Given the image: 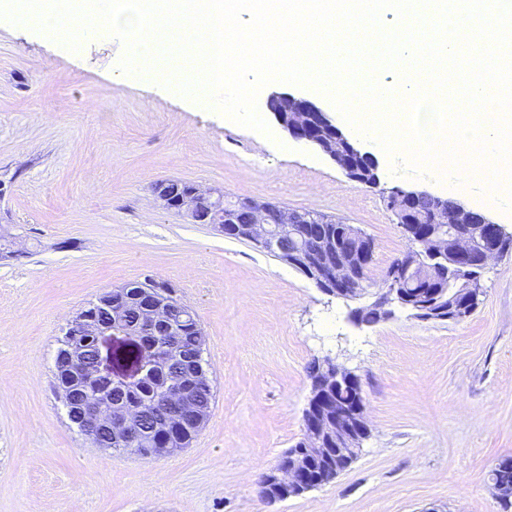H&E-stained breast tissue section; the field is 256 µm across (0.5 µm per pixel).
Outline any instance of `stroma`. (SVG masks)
Listing matches in <instances>:
<instances>
[{
    "label": "stroma",
    "instance_id": "stroma-1",
    "mask_svg": "<svg viewBox=\"0 0 512 512\" xmlns=\"http://www.w3.org/2000/svg\"><path fill=\"white\" fill-rule=\"evenodd\" d=\"M124 52L101 27L71 52L0 22V225L27 251L0 261V512H501L490 474L512 457L511 254L487 267L463 322L399 309L365 326L357 301L163 209L151 186L179 180L355 225L374 243L375 287L408 245L387 191L477 201L383 156L378 187L352 182L285 132L125 74ZM148 278L193 309L214 393L188 448L153 459L91 444L54 376L68 322ZM327 358L358 375L370 435L332 483L267 502L259 480L302 439L309 368Z\"/></svg>",
    "mask_w": 512,
    "mask_h": 512
}]
</instances>
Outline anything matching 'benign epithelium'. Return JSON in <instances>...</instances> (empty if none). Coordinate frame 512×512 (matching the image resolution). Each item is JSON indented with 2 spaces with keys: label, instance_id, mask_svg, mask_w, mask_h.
Returning a JSON list of instances; mask_svg holds the SVG:
<instances>
[{
  "label": "benign epithelium",
  "instance_id": "obj_1",
  "mask_svg": "<svg viewBox=\"0 0 512 512\" xmlns=\"http://www.w3.org/2000/svg\"><path fill=\"white\" fill-rule=\"evenodd\" d=\"M266 107L289 137L319 149L348 179L360 180L358 170L349 163L351 155L368 160L372 169H377L372 156L348 138L315 103L286 93H272ZM153 193L163 208L187 216L192 223L209 224L226 237L249 241L279 261L300 268L304 276L328 296L351 300L367 295V289L361 287L358 264L343 254L341 244H336L334 259L328 252L305 245L288 249V234L295 232L298 225L311 222L312 214L307 210L288 209L250 198L227 205L223 192L193 184L173 207L166 203L159 190ZM386 201L404 221L401 228L411 244L407 256L426 257L448 266L446 292L450 294L463 288L474 289L479 272L502 255L501 227L488 215L468 209L455 199L393 188L387 192ZM421 202L430 203L429 210L421 218L410 217L409 209ZM147 298L148 304L142 308L140 325L136 328L125 325V307L112 303L110 291L71 320L60 353L73 378L104 381L110 387L133 388L140 384L160 362L156 350L142 343L141 336L147 331L162 332L167 336L165 348L177 353V336L183 328L198 327L195 313L167 288H153ZM372 305L380 309L386 319L396 306L408 310L413 318L427 322L437 320V315L444 313L442 309L431 312L412 304L406 285L400 281L387 282L376 289ZM81 336L97 351V361L92 366L87 365L83 350L76 343ZM355 378V374L328 360L315 385L339 388ZM206 384L207 372L199 363L189 374L180 372L168 377L165 399L179 406V411L158 419L156 428L176 430L185 414L192 416L196 427H202L207 412L193 403L192 391ZM139 416L137 410L116 405L111 395L100 392L88 402L80 430L92 443L105 432L111 441L129 444L140 440ZM328 427L336 431L338 453L343 448H361L369 435L365 408L357 404L336 406V414ZM323 435L324 428L304 425L302 448L289 456L291 462L280 461L262 476L260 494L264 499L272 498L274 491L286 496L293 490L299 493L310 490L309 469L303 467L299 459L322 455L325 452Z\"/></svg>",
  "mask_w": 512,
  "mask_h": 512
}]
</instances>
